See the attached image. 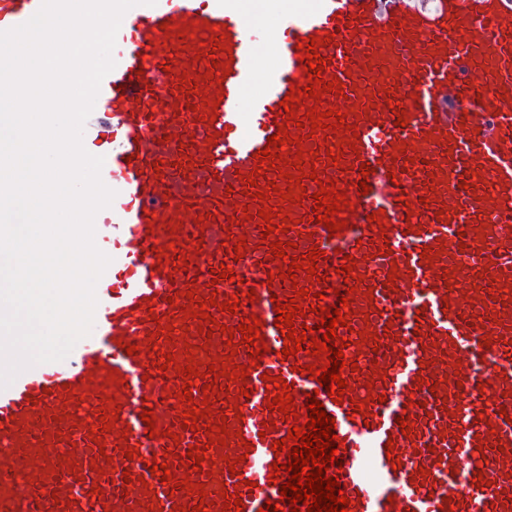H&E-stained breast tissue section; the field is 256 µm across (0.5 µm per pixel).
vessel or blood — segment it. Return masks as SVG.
<instances>
[{"mask_svg": "<svg viewBox=\"0 0 512 512\" xmlns=\"http://www.w3.org/2000/svg\"><path fill=\"white\" fill-rule=\"evenodd\" d=\"M40 5L0 0V30ZM311 36L324 40L322 79L344 87L302 98L295 113L318 102L338 108L346 124L334 130L287 123L281 105L290 88L308 85L300 44ZM113 57L83 134L116 192L95 217L96 243L111 263L96 286L91 335L65 360L0 390V512H175L192 501L177 487L187 479L204 484L209 512H221L228 494L242 499L241 512L268 502L289 512L280 495L287 473L269 481L274 462L287 459L273 444L289 424L267 408L276 376L291 387L299 423L310 421L311 393L334 418L340 464L328 473L338 476L348 512H440L447 500L454 512H512V0H439L431 12L412 0H312L273 38L243 0H157L126 12ZM259 76L265 90L250 95ZM185 79L198 92L182 90ZM282 123L290 137L283 158L300 148L319 154L302 161L318 177L303 178L308 197L299 205L282 200L278 168L260 169L255 157ZM349 124L355 146L331 165L327 150ZM364 163L373 168L366 177ZM250 174L261 190L277 182L271 198L294 219L289 232L261 236L268 200L247 196ZM330 183L353 204L337 214L348 228L333 235L312 220V195ZM375 211L379 222L368 221ZM277 241L295 243L298 257L321 250L324 282L302 269L282 278L289 262L273 255ZM427 248L437 254L430 263ZM349 257L359 282L337 335L359 369H344L349 390L336 403L302 371L315 355L284 357L274 302L299 287L335 305ZM222 267L234 281L217 280ZM189 290L219 322L212 334L184 316ZM232 299L234 313L222 307ZM254 316L268 350L253 363L241 335L221 328ZM162 326L171 334H159ZM364 331L372 335L365 343ZM129 343L136 352L127 353ZM187 345L200 372L226 355L250 367L245 383L217 379L211 413L227 419L226 443L183 426V380L163 364L171 354L185 365ZM110 401L119 417L94 443L90 430ZM147 409L151 428L141 417ZM193 446L206 454L198 468L182 461ZM131 447L138 453L129 459ZM152 459L169 465L170 483L151 474Z\"/></svg>", "mask_w": 512, "mask_h": 512, "instance_id": "obj_1", "label": "vessel or blood"}]
</instances>
